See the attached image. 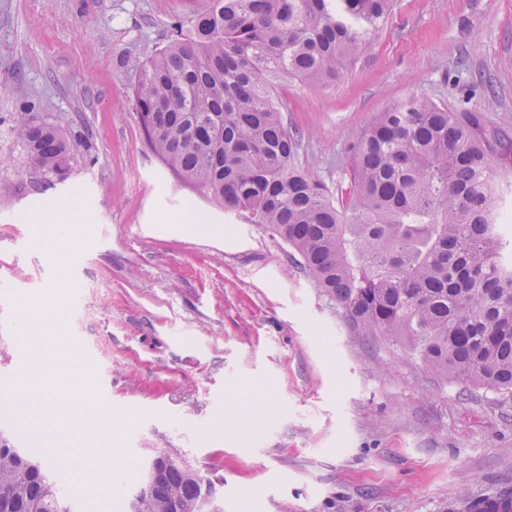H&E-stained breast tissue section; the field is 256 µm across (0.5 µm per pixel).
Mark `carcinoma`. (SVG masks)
Returning <instances> with one entry per match:
<instances>
[{"mask_svg": "<svg viewBox=\"0 0 512 512\" xmlns=\"http://www.w3.org/2000/svg\"><path fill=\"white\" fill-rule=\"evenodd\" d=\"M393 0H200L176 21L134 87L144 136L175 174L227 212H246L299 258L314 286L370 336L404 337L430 368L512 398V238L503 232L490 151L512 143L413 95L352 143L340 200L296 163L275 83L334 84L371 46ZM31 161L64 173L72 144L27 114ZM196 471L177 460L138 512L176 497L196 512ZM51 465L0 446V512H66Z\"/></svg>", "mask_w": 512, "mask_h": 512, "instance_id": "carcinoma-1", "label": "carcinoma"}]
</instances>
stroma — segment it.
I'll list each match as a JSON object with an SVG mask.
<instances>
[{"mask_svg": "<svg viewBox=\"0 0 512 512\" xmlns=\"http://www.w3.org/2000/svg\"><path fill=\"white\" fill-rule=\"evenodd\" d=\"M199 0H0V385L30 373L56 291L58 356L96 362L105 421L45 398L0 404V444L85 449L61 466L78 512H128L146 459L167 452L209 478L219 512H464L512 492V399L446 377L404 339L369 336L314 287L261 224L224 212L148 146L133 89L147 52ZM296 161L330 189L349 146L417 94L477 109L512 140V0H394L370 49L325 89L284 81ZM73 144L66 178L36 168L22 107ZM73 206L77 248L58 261L50 208ZM97 448L117 490H76Z\"/></svg>", "mask_w": 512, "mask_h": 512, "instance_id": "obj_1", "label": "stroma"}]
</instances>
